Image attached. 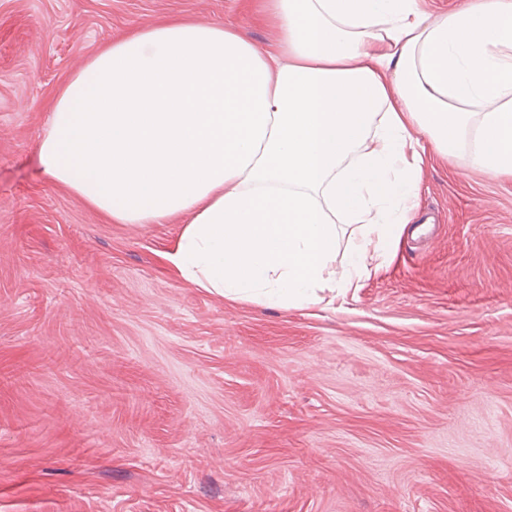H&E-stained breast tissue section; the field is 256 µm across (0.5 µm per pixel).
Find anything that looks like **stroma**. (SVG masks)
I'll list each match as a JSON object with an SVG mask.
<instances>
[{
	"instance_id": "35a3bbf8",
	"label": "stroma",
	"mask_w": 512,
	"mask_h": 512,
	"mask_svg": "<svg viewBox=\"0 0 512 512\" xmlns=\"http://www.w3.org/2000/svg\"><path fill=\"white\" fill-rule=\"evenodd\" d=\"M173 14L275 39L240 0H0V512H512V179L430 154L393 261L281 309L41 171L46 102Z\"/></svg>"
}]
</instances>
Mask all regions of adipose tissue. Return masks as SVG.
Here are the masks:
<instances>
[{"label":"adipose tissue","instance_id":"adipose-tissue-1","mask_svg":"<svg viewBox=\"0 0 512 512\" xmlns=\"http://www.w3.org/2000/svg\"><path fill=\"white\" fill-rule=\"evenodd\" d=\"M260 48L173 15L116 35L48 104L43 173L115 224L183 219L193 287L301 308L380 268L427 152L512 178V0H242ZM360 224L337 267V220Z\"/></svg>","mask_w":512,"mask_h":512}]
</instances>
